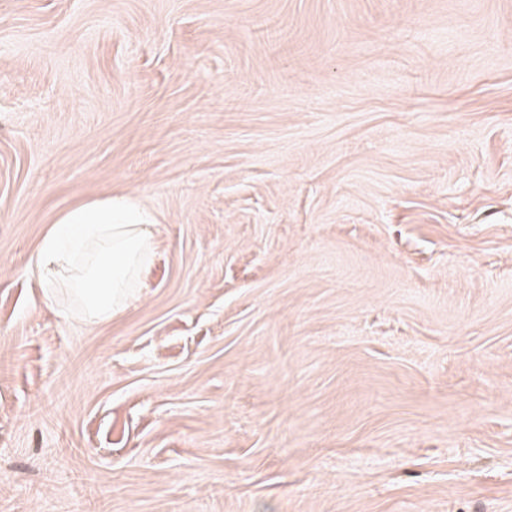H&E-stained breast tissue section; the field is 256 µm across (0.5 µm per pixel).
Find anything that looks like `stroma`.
I'll use <instances>...</instances> for the list:
<instances>
[{"label":"stroma","instance_id":"stroma-1","mask_svg":"<svg viewBox=\"0 0 512 512\" xmlns=\"http://www.w3.org/2000/svg\"><path fill=\"white\" fill-rule=\"evenodd\" d=\"M0 512H512V0H0ZM142 215L123 199L75 207L53 224L35 256L44 285L43 298L56 300L58 288H68L79 314L90 322L121 313L136 282L153 256V237ZM86 246L78 260L74 239Z\"/></svg>","mask_w":512,"mask_h":512}]
</instances>
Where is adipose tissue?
I'll return each instance as SVG.
<instances>
[{
  "mask_svg": "<svg viewBox=\"0 0 512 512\" xmlns=\"http://www.w3.org/2000/svg\"><path fill=\"white\" fill-rule=\"evenodd\" d=\"M153 255V237L142 215L124 200L81 205L44 236L35 268L43 297L55 301L66 288L91 322L121 313Z\"/></svg>",
  "mask_w": 512,
  "mask_h": 512,
  "instance_id": "adipose-tissue-1",
  "label": "adipose tissue"
}]
</instances>
